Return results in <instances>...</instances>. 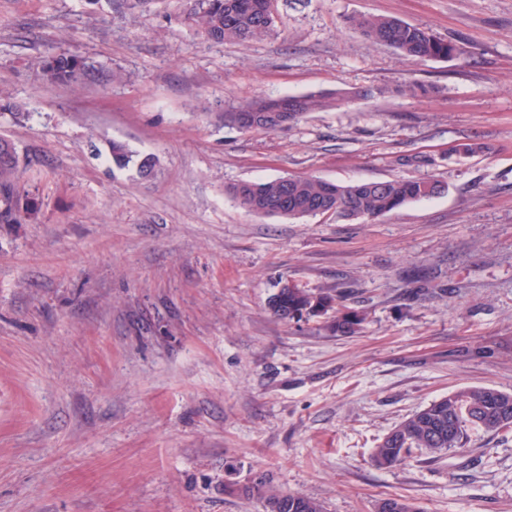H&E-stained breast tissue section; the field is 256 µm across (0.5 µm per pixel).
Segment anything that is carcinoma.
Here are the masks:
<instances>
[{
    "instance_id": "obj_1",
    "label": "carcinoma",
    "mask_w": 512,
    "mask_h": 512,
    "mask_svg": "<svg viewBox=\"0 0 512 512\" xmlns=\"http://www.w3.org/2000/svg\"><path fill=\"white\" fill-rule=\"evenodd\" d=\"M266 0H186V20L208 39L250 41L270 37L275 24L265 20ZM348 28L365 39L388 45L411 59L448 58L462 48L434 35L429 30L387 16H353L346 19ZM31 65L43 79L53 85L75 87L91 78L96 67L68 52L35 56ZM371 91L338 88L327 92L289 95L279 98L256 97L224 109V125L247 129L245 115L263 120L264 131L279 128L271 112L288 113L293 123L310 112L337 108L363 99ZM112 161L126 166L133 154L125 145L112 143ZM137 162L140 175L153 177L157 160L144 156ZM22 167L14 144L0 137V224H19L35 217L37 197L20 190ZM446 186L435 180L400 179L334 183L315 177H279L262 181H241L225 188V194L240 208L258 215L299 219L331 214L344 220L360 216L376 220L397 212L422 199L438 196ZM272 314L288 322L308 321L333 312L324 328L336 334H355L362 329L365 315L343 304L342 296L328 291L310 292L288 283L282 284L268 302ZM470 429L485 432L512 430V393L489 386H471L453 391L434 400L391 429L374 448L373 461L379 467L394 466L410 456L414 448L432 454L461 449ZM226 489L241 497L257 498L264 512H323L317 500L301 494L284 493L263 478L243 485L229 483ZM386 512H420L410 500L387 497L380 500Z\"/></svg>"
}]
</instances>
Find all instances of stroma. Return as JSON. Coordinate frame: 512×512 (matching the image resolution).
<instances>
[{
  "label": "stroma",
  "mask_w": 512,
  "mask_h": 512,
  "mask_svg": "<svg viewBox=\"0 0 512 512\" xmlns=\"http://www.w3.org/2000/svg\"><path fill=\"white\" fill-rule=\"evenodd\" d=\"M275 9V35L239 44L197 34L181 0H0V136L41 202L0 224V512H263L224 490L259 474L324 512H512V435L372 460L448 392L512 393V0ZM354 15L464 52L408 59ZM60 51L100 80L42 82L29 59ZM408 82L436 90L393 93ZM337 87L373 95L268 132L222 118ZM115 141L154 177L113 164ZM306 176L448 190L375 221L256 215L224 193ZM286 282L343 295L362 330L278 320Z\"/></svg>",
  "instance_id": "obj_1"
}]
</instances>
